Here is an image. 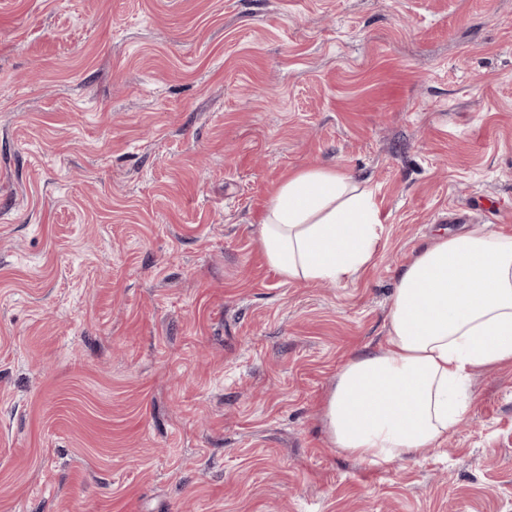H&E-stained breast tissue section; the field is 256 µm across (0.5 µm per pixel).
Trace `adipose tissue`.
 <instances>
[{
  "instance_id": "obj_1",
  "label": "adipose tissue",
  "mask_w": 512,
  "mask_h": 512,
  "mask_svg": "<svg viewBox=\"0 0 512 512\" xmlns=\"http://www.w3.org/2000/svg\"><path fill=\"white\" fill-rule=\"evenodd\" d=\"M380 232L371 191L314 167L279 185L259 238L282 278L341 284L361 274ZM395 279L384 345L342 366L324 409L334 447L380 467L437 446L470 408L472 374L512 365V236H435Z\"/></svg>"
}]
</instances>
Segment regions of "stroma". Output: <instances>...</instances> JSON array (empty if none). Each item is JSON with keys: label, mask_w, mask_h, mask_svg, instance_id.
<instances>
[{"label": "stroma", "mask_w": 512, "mask_h": 512, "mask_svg": "<svg viewBox=\"0 0 512 512\" xmlns=\"http://www.w3.org/2000/svg\"><path fill=\"white\" fill-rule=\"evenodd\" d=\"M307 167L380 212L341 285L261 249ZM465 224L512 236V0H0V512H512V366L415 459L323 427Z\"/></svg>", "instance_id": "stroma-1"}]
</instances>
